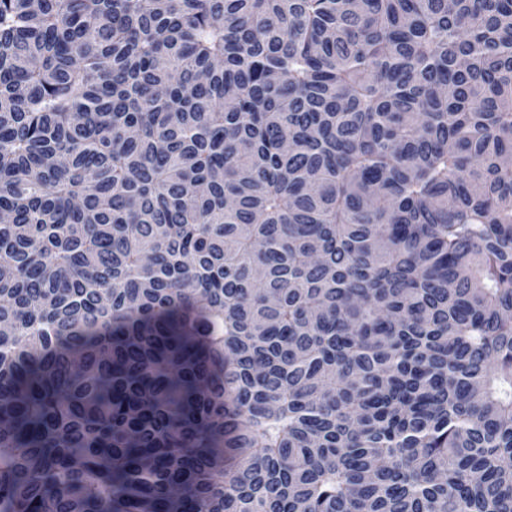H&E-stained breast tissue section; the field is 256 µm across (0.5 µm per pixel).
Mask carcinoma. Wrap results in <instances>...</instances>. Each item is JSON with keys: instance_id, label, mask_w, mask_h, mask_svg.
<instances>
[{"instance_id": "1", "label": "carcinoma", "mask_w": 512, "mask_h": 512, "mask_svg": "<svg viewBox=\"0 0 512 512\" xmlns=\"http://www.w3.org/2000/svg\"><path fill=\"white\" fill-rule=\"evenodd\" d=\"M0 512H512V0H0Z\"/></svg>"}]
</instances>
